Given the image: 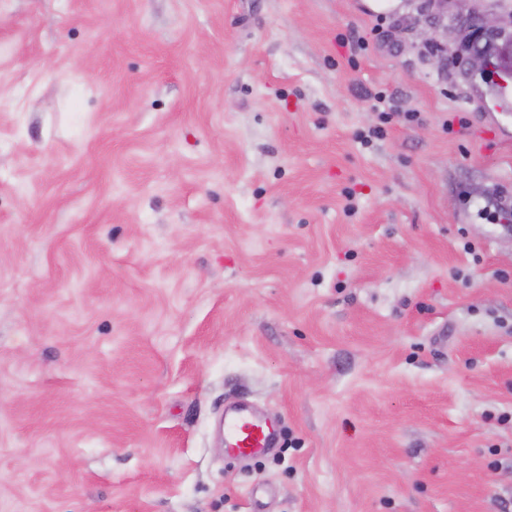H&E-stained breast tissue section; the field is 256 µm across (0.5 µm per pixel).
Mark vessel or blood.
<instances>
[{"mask_svg":"<svg viewBox=\"0 0 512 512\" xmlns=\"http://www.w3.org/2000/svg\"><path fill=\"white\" fill-rule=\"evenodd\" d=\"M491 107L497 112L512 110V75L496 79V94ZM278 441L276 428L254 415L246 408H236L224 413V447L229 454L251 457L266 453Z\"/></svg>","mask_w":512,"mask_h":512,"instance_id":"1","label":"vessel or blood"}]
</instances>
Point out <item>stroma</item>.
Returning <instances> with one entry per match:
<instances>
[{
	"mask_svg": "<svg viewBox=\"0 0 512 512\" xmlns=\"http://www.w3.org/2000/svg\"><path fill=\"white\" fill-rule=\"evenodd\" d=\"M435 14L0 0V512L512 502V120ZM277 429L241 407L224 412V447L229 454L251 457L275 448Z\"/></svg>",
	"mask_w": 512,
	"mask_h": 512,
	"instance_id": "35a3bbf8",
	"label": "stroma"
}]
</instances>
